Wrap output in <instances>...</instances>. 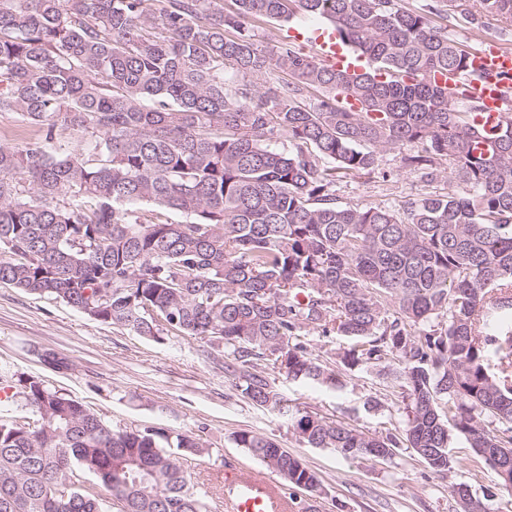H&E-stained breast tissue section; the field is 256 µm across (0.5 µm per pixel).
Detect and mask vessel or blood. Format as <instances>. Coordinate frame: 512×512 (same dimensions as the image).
Segmentation results:
<instances>
[{"label": "vessel or blood", "instance_id": "vessel-or-blood-1", "mask_svg": "<svg viewBox=\"0 0 512 512\" xmlns=\"http://www.w3.org/2000/svg\"><path fill=\"white\" fill-rule=\"evenodd\" d=\"M313 41L323 63L351 72L359 70V57L337 42L335 32L316 30ZM501 74H512V50L491 40L486 47L472 52L467 73H438L434 80L447 91L449 99L464 96L480 101L484 111L478 121L490 127L503 121L508 105L512 104V95L497 80ZM218 481L223 488L224 512H293L295 508L287 493L270 479L228 468Z\"/></svg>", "mask_w": 512, "mask_h": 512}]
</instances>
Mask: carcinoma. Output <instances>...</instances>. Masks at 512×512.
<instances>
[{"mask_svg":"<svg viewBox=\"0 0 512 512\" xmlns=\"http://www.w3.org/2000/svg\"><path fill=\"white\" fill-rule=\"evenodd\" d=\"M149 2L0 0V113L33 129L0 140V282L84 314L104 296L93 318L141 336L217 342L240 394L312 448L387 459L404 444L442 476L456 435L486 464L482 449L512 448V111L485 131L479 101L459 108L431 79L475 50L432 16L512 23V0H440L428 14L393 0ZM298 13L324 19L368 67L348 73L248 33ZM228 68L289 80L236 83ZM61 139L73 144L63 155ZM401 148L415 171L447 161L457 189L397 210L336 205L338 178ZM312 332L348 339L350 369L383 367L403 437L303 411L259 370L266 360L343 386L310 352ZM22 385L35 425L0 419V512H102L106 498L123 512H209L185 467L201 438L115 432L40 378ZM234 441L289 486L321 491L273 439Z\"/></svg>","mask_w":512,"mask_h":512,"instance_id":"obj_1","label":"carcinoma"}]
</instances>
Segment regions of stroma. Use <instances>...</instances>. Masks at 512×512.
Masks as SVG:
<instances>
[{
  "label": "stroma",
  "mask_w": 512,
  "mask_h": 512,
  "mask_svg": "<svg viewBox=\"0 0 512 512\" xmlns=\"http://www.w3.org/2000/svg\"><path fill=\"white\" fill-rule=\"evenodd\" d=\"M434 23L452 39L477 45L493 37L512 50V25L491 20L475 29L442 16ZM322 25V19L299 14L287 22L257 21L250 30L260 44L290 41L309 53L313 47L306 36ZM401 157L398 150L382 153L374 174L337 180V204L397 208L423 194L456 190L447 165L424 177L404 168ZM46 352L67 357L70 368L59 372L49 367L42 360ZM260 368L289 403L322 418L377 434L404 425V404L379 368L347 371L340 389L291 380L266 361ZM27 376L40 377L48 388L78 400L113 430L152 427L202 437L208 449L190 462L201 493L208 479L229 465L268 476L266 466L234 441L237 432L250 430L274 439L319 473L320 497L295 493L299 505L314 504L316 512H455L449 493L453 483L469 485L491 512H512V498L498 496L496 473L464 437L453 442L457 464L447 477L435 474L410 448L397 449L385 460H346L333 449L307 447L278 412L243 398L224 373L222 352L207 340L142 337L90 318L63 301L0 283V391L11 392L10 398L0 399V417L27 416L19 393V380Z\"/></svg>",
  "instance_id": "stroma-1"
}]
</instances>
